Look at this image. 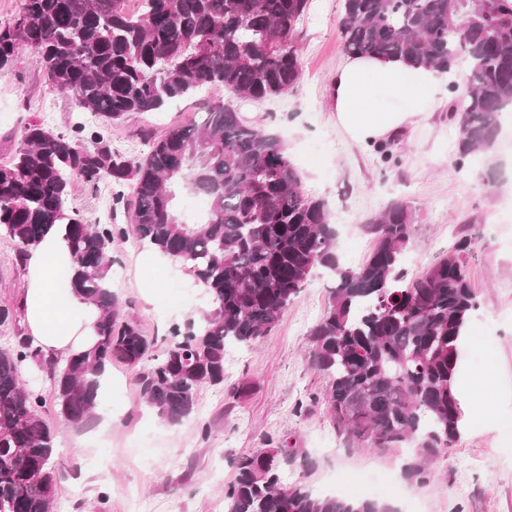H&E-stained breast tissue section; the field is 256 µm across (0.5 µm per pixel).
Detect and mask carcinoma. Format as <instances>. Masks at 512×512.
Masks as SVG:
<instances>
[{
	"label": "carcinoma",
	"instance_id": "obj_1",
	"mask_svg": "<svg viewBox=\"0 0 512 512\" xmlns=\"http://www.w3.org/2000/svg\"><path fill=\"white\" fill-rule=\"evenodd\" d=\"M141 2L135 15L126 0H20L0 28V69L37 53L53 90L110 125L203 89L232 95L201 122L172 127L142 161L112 152L99 132L88 149L32 123L0 165V234L29 249L63 225L73 286L101 310L90 349L44 362L45 396L23 382L22 367L37 358L26 340L0 348V512H50L57 433L40 415L47 401L82 427L112 361L142 364L143 401L179 425L194 415L202 386L224 383L227 346L267 335L318 269L335 281L308 337L309 365L330 381L323 401L358 443L415 449L403 473L425 482L426 464L460 437L453 378L459 336L478 307L472 238L410 278L403 260L412 213L395 202L369 221V258L344 267L326 203L301 189L282 141L241 119L233 98L264 100L300 84L298 26L309 0ZM339 37L347 56L406 58L451 76L466 65L465 84L448 82L459 160L492 148L498 114L512 105V0H343ZM130 178L133 235L180 262L207 301L187 335L153 357L139 323L117 321L107 280L112 242L126 230L86 224L68 206L74 179L120 186ZM183 191L207 201L202 221L181 218ZM309 464L287 436L240 456L224 512H398L283 481L286 469Z\"/></svg>",
	"mask_w": 512,
	"mask_h": 512
}]
</instances>
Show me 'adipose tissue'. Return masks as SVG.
Instances as JSON below:
<instances>
[{
    "label": "adipose tissue",
    "mask_w": 512,
    "mask_h": 512,
    "mask_svg": "<svg viewBox=\"0 0 512 512\" xmlns=\"http://www.w3.org/2000/svg\"><path fill=\"white\" fill-rule=\"evenodd\" d=\"M446 95L436 70L399 58L346 57L329 87L337 127L359 144L385 143L413 131ZM72 266L59 228L45 235L26 263L22 321L32 350L44 360L67 359L96 340L100 311L73 292Z\"/></svg>",
    "instance_id": "1"
}]
</instances>
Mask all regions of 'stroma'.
<instances>
[{
    "instance_id": "obj_1",
    "label": "stroma",
    "mask_w": 512,
    "mask_h": 512,
    "mask_svg": "<svg viewBox=\"0 0 512 512\" xmlns=\"http://www.w3.org/2000/svg\"><path fill=\"white\" fill-rule=\"evenodd\" d=\"M343 0H310L303 16V77L286 96L257 102L234 101L240 117L276 134L306 193L323 198L338 232L339 254L349 267L361 265L376 239L370 217L400 200L414 220L406 268L417 275L471 236L475 258L471 282L479 306L472 322L467 362L489 383L473 389L492 428L475 426L431 466L426 482L402 478L410 448H350L321 400L326 376L308 365L307 335L322 316L332 282L316 275L267 335L246 346L229 347L223 384L203 386L198 415L170 425L144 403L136 383L138 367L113 363L111 392L100 406L111 418H93L80 428L65 424L53 404L41 410L57 431L58 493L52 512H224V487L234 477L233 462L264 448L266 439L290 434L312 461L309 469H288L286 482L311 488L334 484L355 499L365 498L363 473L388 481L390 499L410 500L413 512H512V112L501 113L491 150L457 161L460 127L438 108L428 124L389 142L383 161L374 148L352 142L337 128L328 94L344 61L336 24ZM212 89L171 102L157 112L130 113L125 121L100 127L72 97L46 82L37 54L0 70V165L8 162L28 123L77 134L84 147L102 131L112 150L129 159L145 158L150 138L201 118L208 102L225 98ZM124 199L114 202L115 191ZM132 183L92 187L73 182L70 205L85 223L131 224ZM20 247L0 236V306L18 307L24 286ZM109 272L120 318H135L162 353L174 340L173 327L200 319L203 288L176 262L159 265L133 235L112 251ZM248 383L246 397L233 393Z\"/></svg>"
}]
</instances>
